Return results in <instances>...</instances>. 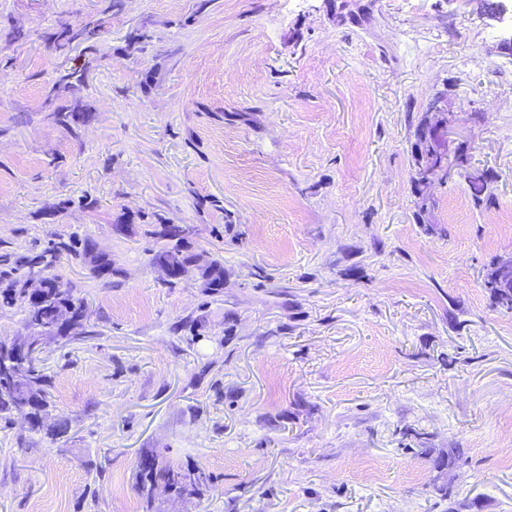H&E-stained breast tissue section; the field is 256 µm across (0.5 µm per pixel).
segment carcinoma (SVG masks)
<instances>
[{"label":"carcinoma","instance_id":"cac0c4a2","mask_svg":"<svg viewBox=\"0 0 512 512\" xmlns=\"http://www.w3.org/2000/svg\"><path fill=\"white\" fill-rule=\"evenodd\" d=\"M101 25H89L77 31L68 26L61 27L57 33L58 44L61 48L75 40L90 42L99 34ZM57 122L66 130L84 121V116L75 110L60 108L56 113ZM490 176L483 174L479 179L469 181L474 204L477 206L493 203V195L488 192ZM167 243L160 252V259L166 265L176 264L187 275L192 267V259L185 256L181 250V229L177 226L168 227L165 234ZM57 250L51 249L28 260L29 271L37 270L44 274L49 286L59 284L58 278L52 273ZM57 300H36L31 297L27 282H15L0 290V305L17 306L24 313L26 334L17 337L20 343H26L38 331H53L58 337L67 336V316H81L85 313L84 299L76 296L69 288L55 292ZM48 376L39 366V359H34L31 365L18 377L0 378V416L10 417L18 413H27L31 419L30 431L46 437L56 438L67 429L63 421L44 422V416L49 414V402L46 398L45 386ZM141 485L139 492L145 500L146 508L153 507V490L162 484L171 493L181 496L201 484L206 476L201 471H182L170 465H161L154 457H145L141 464Z\"/></svg>","mask_w":512,"mask_h":512}]
</instances>
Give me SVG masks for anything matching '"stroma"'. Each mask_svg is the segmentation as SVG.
Instances as JSON below:
<instances>
[{"mask_svg":"<svg viewBox=\"0 0 512 512\" xmlns=\"http://www.w3.org/2000/svg\"><path fill=\"white\" fill-rule=\"evenodd\" d=\"M511 38L481 0H0V277L58 246L86 302L40 355L67 432L0 419V512H145L147 454L207 476L155 512H512ZM438 97L494 205L415 185ZM101 29L100 24L85 26L82 29H78L76 32L68 26H62L60 31L57 33L58 44L57 48L64 47L66 44H70L75 40H80L81 42H90L99 34ZM182 230L177 226H169L165 237L167 243L162 248L159 256L162 262L167 265L177 264L182 271V275L186 276L192 267V259L185 256L181 250L180 240Z\"/></svg>","mask_w":512,"mask_h":512,"instance_id":"obj_1","label":"stroma"}]
</instances>
